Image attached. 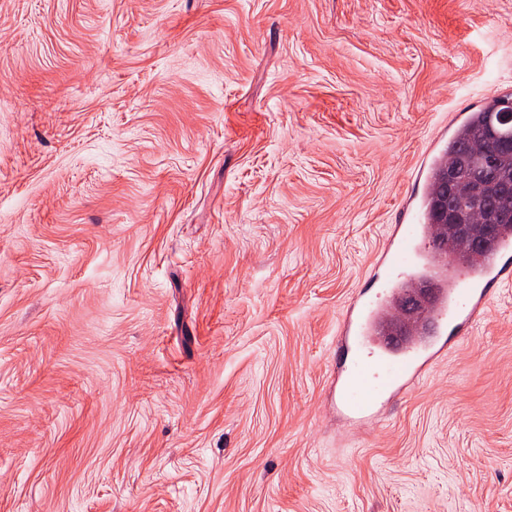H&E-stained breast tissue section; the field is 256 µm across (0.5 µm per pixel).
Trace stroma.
<instances>
[{"label": "stroma", "mask_w": 512, "mask_h": 512, "mask_svg": "<svg viewBox=\"0 0 512 512\" xmlns=\"http://www.w3.org/2000/svg\"><path fill=\"white\" fill-rule=\"evenodd\" d=\"M512 0H0V512H512V287L336 412L341 320Z\"/></svg>", "instance_id": "stroma-1"}]
</instances>
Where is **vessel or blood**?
I'll list each match as a JSON object with an SVG mask.
<instances>
[{
    "mask_svg": "<svg viewBox=\"0 0 512 512\" xmlns=\"http://www.w3.org/2000/svg\"><path fill=\"white\" fill-rule=\"evenodd\" d=\"M429 225H395L383 255L384 275L375 298L358 297L341 324L340 343L356 353L336 377V398L349 417L374 411L418 381L441 354V336L449 329H469L485 307L488 288L512 280V236L499 238L494 251L481 258L469 275H454L434 257ZM431 276L435 287L429 307L430 326L413 323L408 335L384 333L388 316L417 274Z\"/></svg>",
    "mask_w": 512,
    "mask_h": 512,
    "instance_id": "vessel-or-blood-1",
    "label": "vessel or blood"
}]
</instances>
